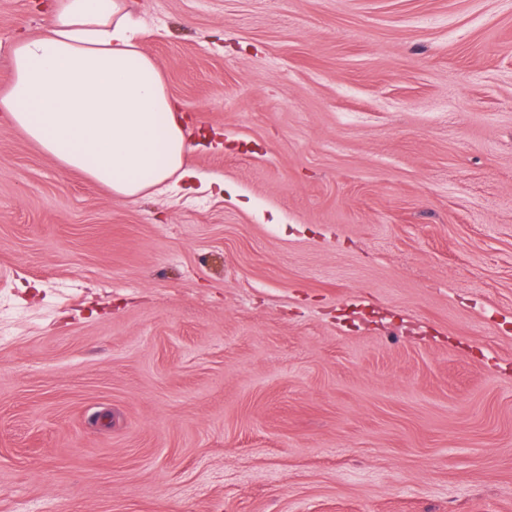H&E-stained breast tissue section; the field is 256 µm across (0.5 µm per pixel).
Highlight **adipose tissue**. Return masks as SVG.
I'll use <instances>...</instances> for the list:
<instances>
[{"label":"adipose tissue","instance_id":"1","mask_svg":"<svg viewBox=\"0 0 512 512\" xmlns=\"http://www.w3.org/2000/svg\"><path fill=\"white\" fill-rule=\"evenodd\" d=\"M138 30L130 0H51L43 30L13 43L0 93L1 121L129 200L197 177L184 116Z\"/></svg>","mask_w":512,"mask_h":512}]
</instances>
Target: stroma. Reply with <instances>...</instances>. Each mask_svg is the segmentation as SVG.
<instances>
[{
	"instance_id": "1",
	"label": "stroma",
	"mask_w": 512,
	"mask_h": 512,
	"mask_svg": "<svg viewBox=\"0 0 512 512\" xmlns=\"http://www.w3.org/2000/svg\"><path fill=\"white\" fill-rule=\"evenodd\" d=\"M136 12L236 199L0 127V512H512V0Z\"/></svg>"
}]
</instances>
